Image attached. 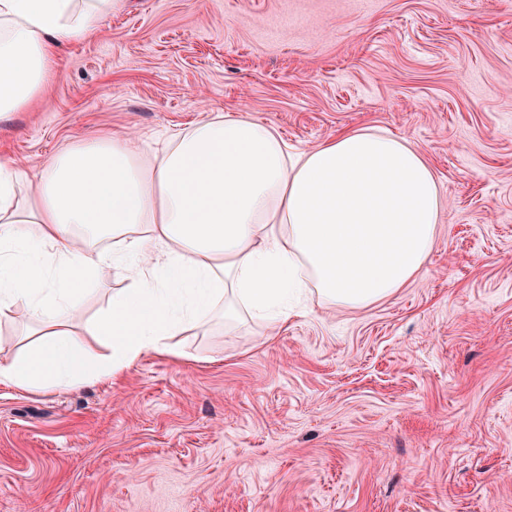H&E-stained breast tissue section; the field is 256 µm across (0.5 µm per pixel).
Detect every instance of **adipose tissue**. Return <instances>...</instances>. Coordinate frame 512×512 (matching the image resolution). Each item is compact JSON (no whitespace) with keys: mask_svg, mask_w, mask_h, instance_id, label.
Returning <instances> with one entry per match:
<instances>
[{"mask_svg":"<svg viewBox=\"0 0 512 512\" xmlns=\"http://www.w3.org/2000/svg\"><path fill=\"white\" fill-rule=\"evenodd\" d=\"M122 0H0V117L41 94L56 52L103 31ZM0 163V321L25 304V353L0 362L21 390L112 380L147 354L183 357L175 338L210 314L270 327L314 286L330 305L366 307L418 276L433 250L440 186L406 139L374 128L289 153L268 124L217 116L145 160L128 132L54 155L27 198ZM111 236L112 246L97 241ZM117 270L123 288L88 323L106 361L71 337L85 281Z\"/></svg>","mask_w":512,"mask_h":512,"instance_id":"obj_1","label":"adipose tissue"}]
</instances>
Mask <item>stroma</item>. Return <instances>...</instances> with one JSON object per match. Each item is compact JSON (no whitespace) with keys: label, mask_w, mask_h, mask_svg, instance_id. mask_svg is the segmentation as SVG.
<instances>
[{"label":"stroma","mask_w":512,"mask_h":512,"mask_svg":"<svg viewBox=\"0 0 512 512\" xmlns=\"http://www.w3.org/2000/svg\"><path fill=\"white\" fill-rule=\"evenodd\" d=\"M289 152L374 127L444 196L424 271L362 308L309 299L179 338L114 383L0 384V512H512V0H124L0 120V163L208 115ZM122 282L102 269L77 340Z\"/></svg>","instance_id":"obj_1"}]
</instances>
